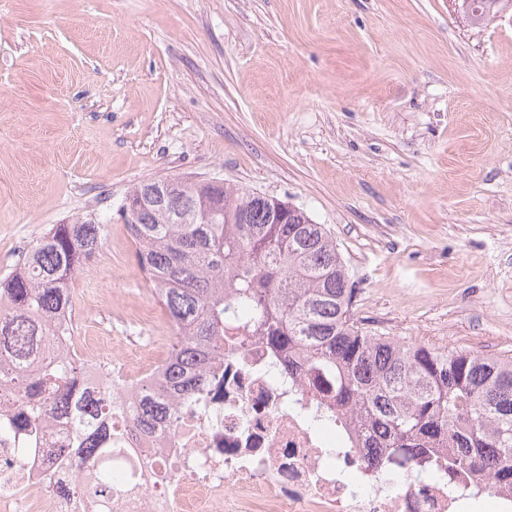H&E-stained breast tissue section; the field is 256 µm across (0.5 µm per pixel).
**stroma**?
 <instances>
[{"label":"stroma","instance_id":"1","mask_svg":"<svg viewBox=\"0 0 512 512\" xmlns=\"http://www.w3.org/2000/svg\"><path fill=\"white\" fill-rule=\"evenodd\" d=\"M218 179L326 225L365 330L512 355V11L454 0H0V277L105 222L77 336L149 314L118 208Z\"/></svg>","mask_w":512,"mask_h":512}]
</instances>
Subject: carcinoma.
I'll list each match as a JSON object with an SVG mask.
<instances>
[{"mask_svg": "<svg viewBox=\"0 0 512 512\" xmlns=\"http://www.w3.org/2000/svg\"><path fill=\"white\" fill-rule=\"evenodd\" d=\"M119 211L137 243L136 259L173 330L172 351L156 381L143 386L136 425L153 430L171 406L200 391L224 357V324L255 325L283 355L289 373L323 380L336 406L372 436V448L397 459L439 448L451 465L512 488V356L475 355L371 334L351 308L349 268L325 225L288 202L230 184L205 208L197 183L154 179L134 186ZM106 224H55L13 272L0 279V373L10 372L33 414L17 429L37 430L53 416L71 419L72 446L58 462L97 468L81 490L112 497V383L89 391L84 365L67 354L30 364L71 306L69 284L87 267Z\"/></svg>", "mask_w": 512, "mask_h": 512, "instance_id": "carcinoma-1", "label": "carcinoma"}]
</instances>
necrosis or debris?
Returning a JSON list of instances; mask_svg holds the SVG:
<instances>
[{
	"label": "necrosis or debris",
	"mask_w": 512,
	"mask_h": 512,
	"mask_svg": "<svg viewBox=\"0 0 512 512\" xmlns=\"http://www.w3.org/2000/svg\"><path fill=\"white\" fill-rule=\"evenodd\" d=\"M49 350L80 359L90 385L111 381L122 411L112 424L127 428L125 409L155 377L162 343L148 324L79 349L58 336ZM277 359L265 337L228 327L198 400L135 444L114 443L108 500L76 493L75 472L58 468L55 450L72 439L66 420L32 436L0 433V512H471L481 500L512 512L511 490L486 481L472 499L471 476L449 475L446 459L396 466L314 381L277 372Z\"/></svg>",
	"instance_id": "necrosis-or-debris-1"
}]
</instances>
